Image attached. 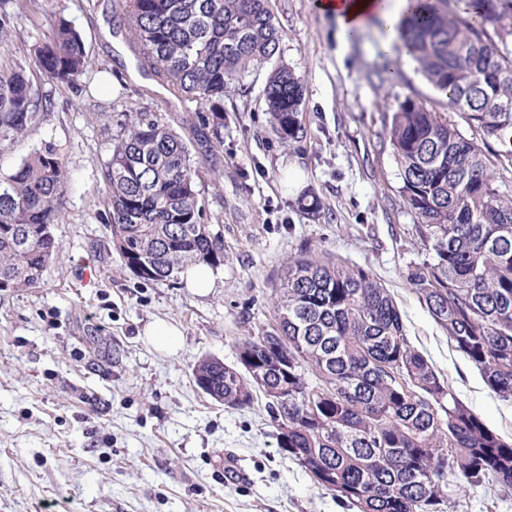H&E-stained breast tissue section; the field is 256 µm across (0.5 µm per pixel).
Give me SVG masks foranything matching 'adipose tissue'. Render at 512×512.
<instances>
[{
  "label": "adipose tissue",
  "instance_id": "1",
  "mask_svg": "<svg viewBox=\"0 0 512 512\" xmlns=\"http://www.w3.org/2000/svg\"><path fill=\"white\" fill-rule=\"evenodd\" d=\"M409 0H317L320 13L334 17L344 38L352 39L374 18L393 22Z\"/></svg>",
  "mask_w": 512,
  "mask_h": 512
}]
</instances>
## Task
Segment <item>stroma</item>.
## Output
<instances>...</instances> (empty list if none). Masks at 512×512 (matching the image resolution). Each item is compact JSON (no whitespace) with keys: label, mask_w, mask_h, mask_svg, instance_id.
I'll return each mask as SVG.
<instances>
[{"label":"stroma","mask_w":512,"mask_h":512,"mask_svg":"<svg viewBox=\"0 0 512 512\" xmlns=\"http://www.w3.org/2000/svg\"><path fill=\"white\" fill-rule=\"evenodd\" d=\"M113 0H58L93 60L80 91L52 89L45 120L0 153V172L51 143L70 172L53 233L63 251L33 288L0 292V512H348L277 445L263 395L230 410L195 383L205 357L237 361L245 336L271 329L272 275L289 253L315 245L370 268L394 296L414 347L493 430L512 438V401L487 387L455 351L404 278L417 259L416 218L399 194L385 113L414 88L439 105L408 58L405 84L372 72L382 43L375 23L344 43L315 0H271L282 60L304 71L308 134L289 143L270 129L266 72L224 98V144L200 189L224 240L213 288L134 276L102 219V168L126 106L167 114L193 141L199 106L136 70L127 31H114ZM320 218L298 206L303 190ZM165 322L182 334L173 354L145 331ZM452 512H512V494L445 489Z\"/></svg>","instance_id":"35a3bbf8"}]
</instances>
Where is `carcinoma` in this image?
<instances>
[{"label": "carcinoma", "instance_id": "obj_1", "mask_svg": "<svg viewBox=\"0 0 512 512\" xmlns=\"http://www.w3.org/2000/svg\"><path fill=\"white\" fill-rule=\"evenodd\" d=\"M55 0H0V42L43 19L49 31L27 57L0 52V152L47 115L27 74L79 86L92 66L79 31ZM138 71L209 116L196 141L224 143V93L281 56L269 0H116ZM391 50L405 53L446 112L410 93L387 120L398 193L417 219L420 258L405 280L448 341L498 397L512 399V0H415ZM373 73L404 81L390 55ZM304 75L284 63L267 78L268 122L290 143L307 137ZM470 130L466 136L459 124ZM201 161L161 112L126 110L104 164L106 222L124 262L144 281H174L190 265L224 264V242L205 222ZM69 171L46 145L0 173V291L34 287L61 246L52 227ZM317 218L322 202L299 201ZM274 324L238 347V365L205 358L198 387L233 410L261 392L280 447L354 512H442L448 477L464 491L512 490V439L490 429L411 344L390 291L368 268L303 246L277 274Z\"/></svg>", "mask_w": 512, "mask_h": 512}]
</instances>
